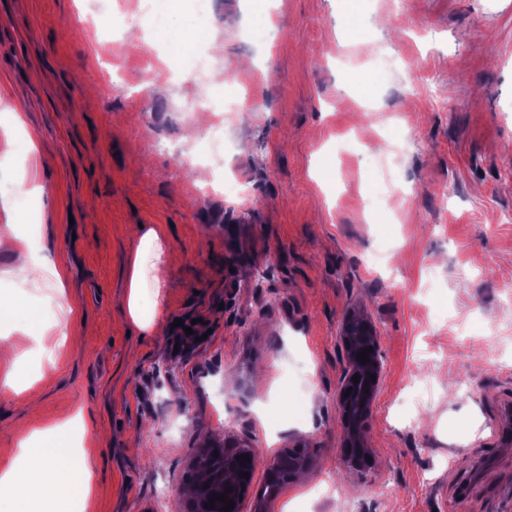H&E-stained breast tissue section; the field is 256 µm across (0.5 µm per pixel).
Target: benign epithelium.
<instances>
[{"label": "benign epithelium", "instance_id": "7a95c632", "mask_svg": "<svg viewBox=\"0 0 512 512\" xmlns=\"http://www.w3.org/2000/svg\"><path fill=\"white\" fill-rule=\"evenodd\" d=\"M342 342L345 349L346 370L338 393L337 403L342 417L345 453L343 466L349 471H360L369 468L373 456L367 421L370 417L373 402L382 374V362L375 339V331L369 320L361 313L351 311L345 317L342 330ZM367 363L357 358V353L366 348ZM359 375V383L352 378ZM218 456H213V453ZM248 455L250 461L240 460ZM191 467L204 474L200 484L188 499L185 512H213L205 508L211 495L227 493L228 499L234 502L230 512H244L246 501H252V512H270L275 496L265 490L252 491V482L258 468L265 471V484L279 483L283 472L292 477L310 467L308 455L301 449L290 453L287 458L276 457L261 460L247 442L230 435L210 443L200 449L191 461ZM249 478H243L244 473Z\"/></svg>", "mask_w": 512, "mask_h": 512}]
</instances>
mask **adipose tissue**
<instances>
[{"mask_svg": "<svg viewBox=\"0 0 512 512\" xmlns=\"http://www.w3.org/2000/svg\"><path fill=\"white\" fill-rule=\"evenodd\" d=\"M172 262L166 230L141 228L126 284L127 314L140 327H151L156 319ZM16 454L20 465L0 471V498L48 502L55 512H68L69 500H84L91 494L96 457L75 454L66 432L32 431L20 440Z\"/></svg>", "mask_w": 512, "mask_h": 512, "instance_id": "obj_1", "label": "adipose tissue"}]
</instances>
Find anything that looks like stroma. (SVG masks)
I'll use <instances>...</instances> for the list:
<instances>
[{
	"mask_svg": "<svg viewBox=\"0 0 512 512\" xmlns=\"http://www.w3.org/2000/svg\"><path fill=\"white\" fill-rule=\"evenodd\" d=\"M113 6L0 0V195L30 258L67 272L60 296L0 251V470L14 430L62 428L99 456L84 512H171L198 448L230 433L263 456L303 443L309 480L274 512H512V0H214L206 20L155 0L150 81L132 27L112 41ZM215 46L224 81L204 90L240 104L234 193L193 167L208 130L183 75ZM15 89L34 104L20 128ZM140 224L177 257L158 332L124 314ZM352 310L383 371L374 464L348 475Z\"/></svg>",
	"mask_w": 512,
	"mask_h": 512,
	"instance_id": "35a3bbf8",
	"label": "stroma"
}]
</instances>
